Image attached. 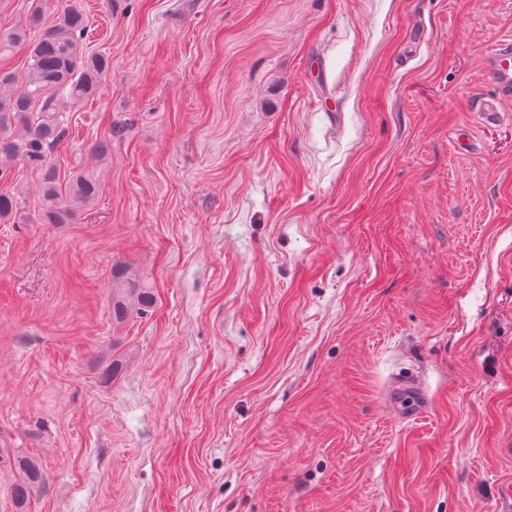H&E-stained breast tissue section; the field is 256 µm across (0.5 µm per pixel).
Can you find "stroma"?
Wrapping results in <instances>:
<instances>
[{
    "label": "stroma",
    "instance_id": "35a3bbf8",
    "mask_svg": "<svg viewBox=\"0 0 512 512\" xmlns=\"http://www.w3.org/2000/svg\"><path fill=\"white\" fill-rule=\"evenodd\" d=\"M79 3L111 70L54 159L103 190L45 224L13 170L0 512L24 457L28 512H512V0ZM483 69L487 81L495 91L491 99L474 100L473 112L486 123H494L500 116L499 100L512 97V41H497L484 57ZM116 286L112 290V320L125 321L133 311L145 312L156 300L154 289L126 268L114 271ZM16 464L23 475L14 484L13 496L19 510H24L32 493L42 483V469L37 462L29 459H19Z\"/></svg>",
    "mask_w": 512,
    "mask_h": 512
}]
</instances>
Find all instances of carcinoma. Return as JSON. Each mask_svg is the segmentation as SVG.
<instances>
[{"label":"carcinoma","mask_w":512,"mask_h":512,"mask_svg":"<svg viewBox=\"0 0 512 512\" xmlns=\"http://www.w3.org/2000/svg\"><path fill=\"white\" fill-rule=\"evenodd\" d=\"M35 2L27 19L28 29L38 30L34 40L27 41V29L0 35V55L28 43L26 81L19 84L11 72L0 70V159L9 158L40 172L42 220L64 224L76 208L99 197L101 183L94 173L83 172L61 187L53 154L69 136L71 108L96 94L110 70V61L86 52L88 18L78 5H68L46 26L42 0ZM17 209V193L1 189L0 219H10ZM113 278L112 320L123 322L132 312H145L154 305V289L136 274L121 268L114 271ZM16 464L22 477L14 484L13 496L23 510L42 483V469L29 459H19Z\"/></svg>","instance_id":"cac0c4a2"}]
</instances>
